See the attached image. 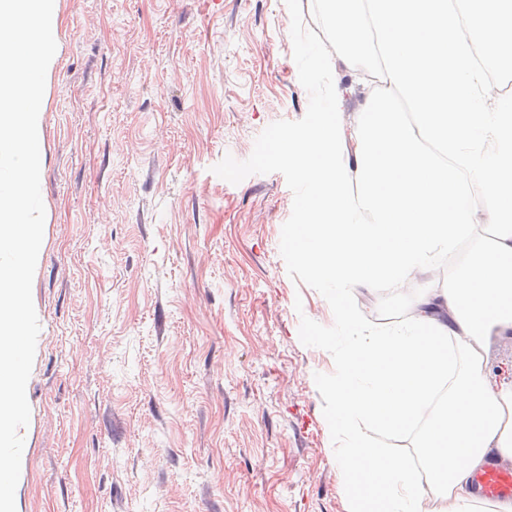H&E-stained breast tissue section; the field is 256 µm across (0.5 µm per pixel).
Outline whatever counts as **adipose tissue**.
<instances>
[{
	"mask_svg": "<svg viewBox=\"0 0 512 512\" xmlns=\"http://www.w3.org/2000/svg\"><path fill=\"white\" fill-rule=\"evenodd\" d=\"M318 0L342 66L370 76L355 123L337 114L354 85L328 82L321 132L294 165L308 190L295 242L332 297L336 352L329 423L351 512L483 510L469 471L512 457V383L485 371L484 344L512 330V113L489 77L512 62V0ZM486 211L491 237L474 223ZM468 247L409 319L377 328L353 292L397 284ZM415 432L425 481L369 432Z\"/></svg>",
	"mask_w": 512,
	"mask_h": 512,
	"instance_id": "ef3b65f1",
	"label": "adipose tissue"
}]
</instances>
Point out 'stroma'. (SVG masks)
<instances>
[{
	"instance_id": "stroma-1",
	"label": "stroma",
	"mask_w": 512,
	"mask_h": 512,
	"mask_svg": "<svg viewBox=\"0 0 512 512\" xmlns=\"http://www.w3.org/2000/svg\"><path fill=\"white\" fill-rule=\"evenodd\" d=\"M317 0H60L16 512H350L289 158ZM441 269L355 294L383 326Z\"/></svg>"
}]
</instances>
